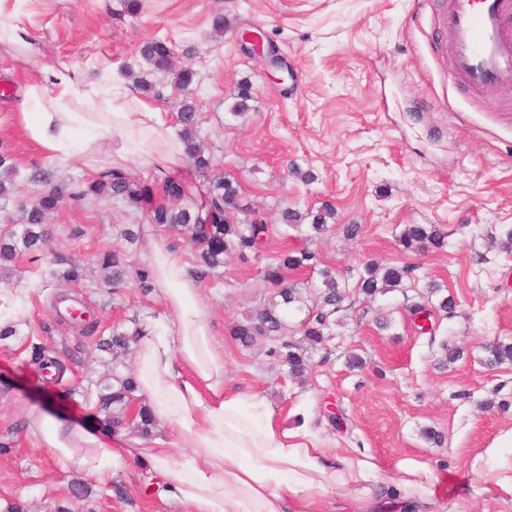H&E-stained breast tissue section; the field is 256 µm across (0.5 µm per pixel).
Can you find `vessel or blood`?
<instances>
[{
  "label": "vessel or blood",
  "mask_w": 512,
  "mask_h": 512,
  "mask_svg": "<svg viewBox=\"0 0 512 512\" xmlns=\"http://www.w3.org/2000/svg\"><path fill=\"white\" fill-rule=\"evenodd\" d=\"M439 27L465 89L491 99L512 85V0H448Z\"/></svg>",
  "instance_id": "1"
}]
</instances>
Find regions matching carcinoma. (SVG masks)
Returning a JSON list of instances; mask_svg holds the SVG:
<instances>
[{
  "instance_id": "cac0c4a2",
  "label": "carcinoma",
  "mask_w": 512,
  "mask_h": 512,
  "mask_svg": "<svg viewBox=\"0 0 512 512\" xmlns=\"http://www.w3.org/2000/svg\"><path fill=\"white\" fill-rule=\"evenodd\" d=\"M140 55L155 71L165 72L172 64L171 54L163 39H152L143 44ZM178 122L182 126L183 158L190 162L198 172H206L212 166V157L198 140V116L193 103L184 100L178 106ZM0 168L4 176L0 177V197L10 194L19 172L7 165V159L0 156ZM32 178L48 186L45 193L31 206L27 212L26 225L17 240H0V261H8L17 249L22 248L30 253H39L45 249L49 241L46 228V215L57 209L64 198V191L59 184L52 183V174L48 171L36 170ZM161 196L164 202L150 211L149 221L184 237L194 247L197 254V273L205 277L213 270L224 266V255L231 250L240 254L258 250L266 236L267 225L257 216L241 218L244 212L238 201V190L229 180L220 176L210 184V191L202 201L190 193L188 186L178 180H167L161 184H142L127 176L125 171L114 169L108 174L87 182L69 195L78 200L87 196L109 197L129 207L139 208L154 196ZM335 211L331 206L305 214L291 208L281 213L283 235L288 230L297 231L302 223L311 220L310 227L317 233L327 231L328 221L334 219ZM399 244L406 251L418 253L428 247L440 249L445 245V233L436 224H407L400 236ZM53 264L62 268L59 277L65 281L75 282L81 277L82 266L69 256L56 254ZM102 268L111 272L112 285H120L125 278L134 276L138 287L144 291L152 288L150 272L144 268L129 270L118 251L105 253L98 259ZM319 264L315 253L309 250L284 252L275 261L261 270L263 279L274 288L272 297L265 306L247 319L238 322L231 328V336L244 347H251L260 338H276L279 345L270 349V353L279 359L287 368L292 379H298L310 369V363L295 344L284 340L285 313L297 304L304 303L301 292L291 283L290 273L304 268H314ZM415 267L412 265L381 267L369 260L356 269L355 283L349 279H340L331 266L319 269L323 289L320 292L316 308L309 309L301 323L304 339L318 345L331 335L332 326L336 325V314L345 310L344 302L351 292L364 295L371 299L376 294L389 289L400 288L413 279ZM428 297L436 298V302L426 306L416 304L411 308L414 315L423 314L430 322L438 318H450L455 311V300L442 294L440 284L430 281L425 285ZM140 326L134 325L132 330L115 329L112 339L102 343L112 348L115 355L126 351L131 339L138 337ZM490 353V363L500 364L512 362V343L495 342L485 346ZM116 386L112 393L100 399L103 410L113 409L117 412L114 419H120L124 408L128 405L137 390L135 378L129 376L115 379Z\"/></svg>"
}]
</instances>
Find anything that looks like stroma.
Wrapping results in <instances>:
<instances>
[{
  "label": "stroma",
  "mask_w": 512,
  "mask_h": 512,
  "mask_svg": "<svg viewBox=\"0 0 512 512\" xmlns=\"http://www.w3.org/2000/svg\"><path fill=\"white\" fill-rule=\"evenodd\" d=\"M0 0V22L24 29L37 49L27 56L0 43V155L20 173L16 191L0 198V235L23 230V210L45 190L34 170L54 182L89 181L82 162L58 164L30 138L20 113L26 86L44 66L70 76L76 89L106 87L124 66L155 86L144 101L175 113L192 98L199 137L214 171L238 182L241 205L269 227L260 254L230 253L202 281L224 373L231 387L265 397L288 425L307 417L328 442L366 448L395 489L402 466L419 462L443 479L434 512H512V498L485 493L473 469L486 449L512 460V363L489 365L484 343H512V88L494 99L462 95L449 56L432 50L433 17L425 0ZM231 26L216 35L213 19ZM259 29L283 67L250 54L242 29ZM165 39L181 86L152 71L140 48ZM249 109L230 111L241 83ZM333 206L327 233L302 228L281 236V212ZM361 232L347 239L343 227ZM407 224H438L442 249L416 254L399 245ZM50 251L23 252L0 272V297L20 300L11 335H0V512H184L160 497L134 459L100 484L65 467L29 431L32 414L69 420L103 437L133 440L98 409L114 378L135 372L134 355L113 361L102 343L116 327L148 325L165 311L161 299L129 280L104 283L97 255L126 252L140 268L139 247L122 231L161 236L145 210L109 198L63 201L48 217ZM307 249L345 274L374 258L416 266L420 282L436 281L456 300L435 333L418 331L409 308L419 289L346 300L343 323L325 344L306 347L311 369L290 381L270 353L273 340L238 344L231 326L267 303L274 290L259 270L281 250ZM81 259L83 277L52 276L54 254ZM90 311L89 324L60 313L61 303ZM387 317L379 329L378 317ZM461 357L443 364L445 349ZM361 368L346 365L349 355ZM435 430L441 443L424 439Z\"/></svg>",
  "instance_id": "obj_1"
}]
</instances>
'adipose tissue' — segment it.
<instances>
[{"label": "adipose tissue", "mask_w": 512, "mask_h": 512, "mask_svg": "<svg viewBox=\"0 0 512 512\" xmlns=\"http://www.w3.org/2000/svg\"><path fill=\"white\" fill-rule=\"evenodd\" d=\"M22 115L31 138L59 162L92 160L105 150L113 161H137L158 181L183 173L179 123L127 85L110 87L87 112L69 83L52 93L34 82ZM140 260L165 302V323L137 338V394L171 448L159 439L129 448L42 413L32 420L33 433L67 465L103 484L126 460L140 459L148 481L185 512H322L335 493L356 512H380L385 497L373 456L331 447L306 423L286 426L266 399L226 384L201 281L178 251L151 236ZM438 482L428 464L405 467L397 512H432Z\"/></svg>", "instance_id": "obj_1"}]
</instances>
